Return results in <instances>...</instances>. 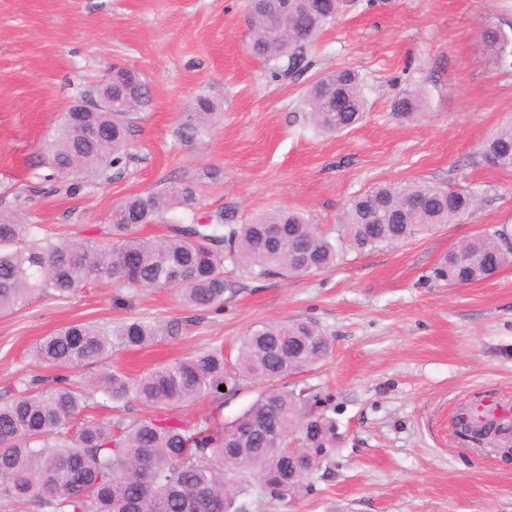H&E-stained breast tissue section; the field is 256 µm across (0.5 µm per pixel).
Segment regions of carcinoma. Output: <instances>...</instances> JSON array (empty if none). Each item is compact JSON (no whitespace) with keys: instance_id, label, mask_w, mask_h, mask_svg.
<instances>
[{"instance_id":"carcinoma-1","label":"carcinoma","mask_w":512,"mask_h":512,"mask_svg":"<svg viewBox=\"0 0 512 512\" xmlns=\"http://www.w3.org/2000/svg\"><path fill=\"white\" fill-rule=\"evenodd\" d=\"M342 0H255L249 4L248 50L274 63V76L310 67L307 51L324 26L336 19ZM482 41L496 60L512 55V37L489 28ZM138 72L112 69L117 91ZM312 126L335 134L358 125L368 100L358 73L338 69L313 81L305 90ZM151 89L110 112H77L63 119L48 145L44 164L50 173L40 185L15 189L19 206L69 173L104 176L126 165L131 155L128 135L132 114L149 106ZM392 112L402 121L423 116L416 92L396 98ZM193 125L204 129L220 119L210 100L196 101ZM100 139L88 142L85 127ZM482 159L512 170V124L498 129L482 146ZM197 190L171 185L161 192L134 194L112 208L108 235L100 240H56L41 235L37 224H19L0 212V315L25 306L33 297L51 293L63 299L92 281L115 288H173L180 301L199 310H221L234 282L226 279L224 261L254 278H281L334 268L347 250L357 253L403 244L472 213L478 204L470 189L451 190L414 180L399 187L375 185L354 197L339 217L338 233L323 230L301 211H266L249 224H230L220 211L205 222L191 219L170 227L164 237L146 236L175 207L195 210ZM512 262V231L493 227L448 251L434 276L451 286L486 279ZM182 332L179 320L133 318L113 327L75 323L44 338L39 360L59 368L96 369L84 390L61 378L56 385L34 390L24 382L0 403V501L11 512L32 504L41 512H249L239 498L249 478L259 477L260 494L285 502L310 471L280 451L289 433L315 455L335 447L336 428L324 414L307 410L319 403L305 390L279 387L278 372H294L328 358L333 341L306 319L267 322L249 329L239 340V375L266 383V390L230 422L210 414L189 422L175 416L86 421L70 433L69 423L100 392L113 402L135 400L155 411L176 409L207 397L224 398L228 384L224 352L207 349L176 358L130 378L110 368L115 349L145 348L160 337ZM456 432L478 442L493 424L477 430L456 421Z\"/></svg>"}]
</instances>
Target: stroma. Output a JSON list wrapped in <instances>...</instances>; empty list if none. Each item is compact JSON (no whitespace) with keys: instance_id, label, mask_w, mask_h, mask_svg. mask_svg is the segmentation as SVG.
<instances>
[{"instance_id":"stroma-1","label":"stroma","mask_w":512,"mask_h":512,"mask_svg":"<svg viewBox=\"0 0 512 512\" xmlns=\"http://www.w3.org/2000/svg\"><path fill=\"white\" fill-rule=\"evenodd\" d=\"M246 0H0V197L46 174L48 144L66 108L113 66L136 69L152 88L136 112L131 160L110 181L70 194H33L17 220L54 237L99 236L124 197L188 182L197 216L221 210L235 224L273 208L304 211L331 228L344 205L377 184L424 180L470 188L469 217L400 247L346 252L335 268L257 279L225 264L234 288L220 312L189 308L171 288L130 291L95 282L59 300L41 295L0 316V401L19 380L50 378L40 341L72 323L112 326L134 317L178 319L183 332L119 350L115 368L136 375L219 344L228 374L237 342L255 325L315 322L334 343L325 361L287 378L320 402L336 445L291 503L254 499L251 512H512V459L461 444L460 407L494 395L512 402V263L463 288L434 270L457 244L512 226V170L492 167L481 145L512 122V66L480 34L512 35V0H347L315 40L299 80L246 49ZM358 72L369 103L353 130L326 136L301 97L317 77ZM419 92L425 121L406 125L394 98ZM221 118L195 133L198 98ZM262 386L250 380L180 407L233 420Z\"/></svg>"}]
</instances>
